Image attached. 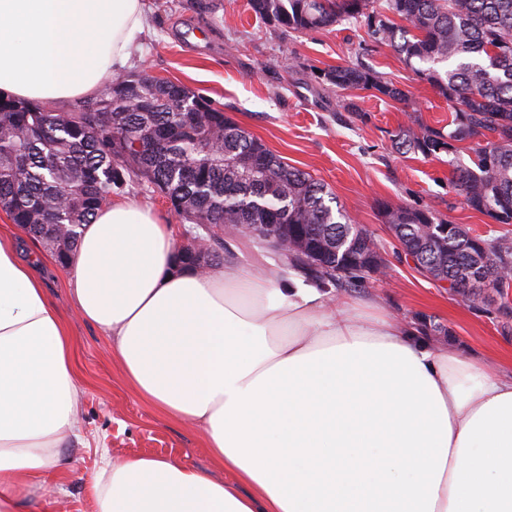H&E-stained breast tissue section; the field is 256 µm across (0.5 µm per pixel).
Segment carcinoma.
Here are the masks:
<instances>
[{
	"mask_svg": "<svg viewBox=\"0 0 512 512\" xmlns=\"http://www.w3.org/2000/svg\"><path fill=\"white\" fill-rule=\"evenodd\" d=\"M255 17L295 32L367 19L366 34L387 45L453 104L448 129L415 118L399 128L398 150L436 156L472 148L471 164H454L451 186L467 205L499 224H512V0H248ZM136 77L114 74L74 112H49L0 96V209L40 241L58 263L77 250L81 228L128 186L158 193L192 224H286L288 242L303 243L288 270L321 288L352 287L376 272L380 256L367 230L310 173L289 165L223 111L187 87L152 79L143 95L117 89ZM321 83L338 91H370L408 101L402 88L372 68L336 66ZM151 137L156 149L137 143ZM255 166L238 163L242 156ZM384 223L404 246L414 242L415 268L448 282L463 297L508 295L512 238L473 236L442 225L432 211L382 208ZM210 263L224 267V234L201 233Z\"/></svg>",
	"mask_w": 512,
	"mask_h": 512,
	"instance_id": "obj_1",
	"label": "carcinoma"
}]
</instances>
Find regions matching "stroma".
Masks as SVG:
<instances>
[{"label": "stroma", "mask_w": 512, "mask_h": 512, "mask_svg": "<svg viewBox=\"0 0 512 512\" xmlns=\"http://www.w3.org/2000/svg\"><path fill=\"white\" fill-rule=\"evenodd\" d=\"M145 29L126 66L182 83L282 156L327 185L355 223L378 243L387 279L360 278L344 294L353 301L379 296L387 312L427 329L439 323L463 353L478 355L487 371L512 376V296L465 299L422 276L406 260L384 224L383 205L428 209L472 234L512 236L472 210L450 185L449 157L401 153L391 136L410 117L446 126L448 102L385 45L365 40V30L349 22L308 33H286L256 18L248 0H143ZM362 63L409 94L398 103L369 92L324 89L317 72ZM235 262L264 272H280L276 251L247 237L231 242ZM69 269L47 257V295L73 338V364L83 391L82 431L64 453L72 468L49 502H33L32 512H95L94 483L100 457L122 462L161 456L223 481L198 425L173 420L144 401L125 381L112 339L77 314Z\"/></svg>", "instance_id": "obj_1"}]
</instances>
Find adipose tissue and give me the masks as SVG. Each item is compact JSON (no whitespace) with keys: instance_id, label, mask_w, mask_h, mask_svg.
<instances>
[{"instance_id":"ef3b65f1","label":"adipose tissue","mask_w":512,"mask_h":512,"mask_svg":"<svg viewBox=\"0 0 512 512\" xmlns=\"http://www.w3.org/2000/svg\"><path fill=\"white\" fill-rule=\"evenodd\" d=\"M142 0H0V92L56 102L125 65ZM176 228L101 208L70 263L79 316L126 381L199 425L230 480L175 459H104L97 512H512V378L355 303L232 263L178 268ZM39 262L0 232V512L64 476L82 391Z\"/></svg>"}]
</instances>
